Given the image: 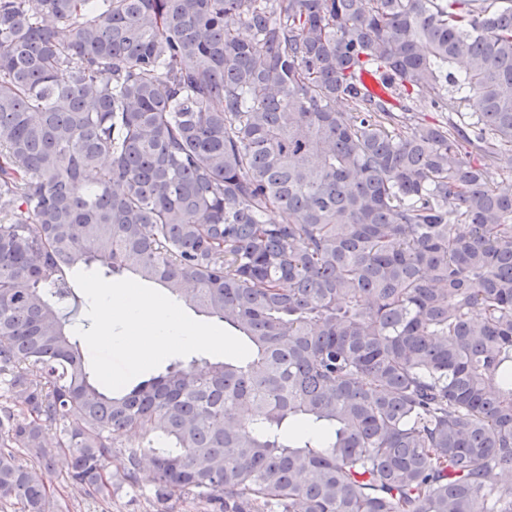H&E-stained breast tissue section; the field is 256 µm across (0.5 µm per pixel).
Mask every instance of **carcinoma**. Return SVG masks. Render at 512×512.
<instances>
[{
    "instance_id": "carcinoma-1",
    "label": "carcinoma",
    "mask_w": 512,
    "mask_h": 512,
    "mask_svg": "<svg viewBox=\"0 0 512 512\" xmlns=\"http://www.w3.org/2000/svg\"><path fill=\"white\" fill-rule=\"evenodd\" d=\"M502 156L512 0H0V512H512ZM78 263L250 355L101 391ZM80 271H85V272L96 271L103 278H105L106 280H109V281H116V280H121V279L129 278V277L122 276V275H113L112 276V274L105 275L104 270L96 267L95 265H92L91 267L82 266L79 270L74 271L70 274V282H71L72 288H74L75 295L78 297L77 299H78L80 308H79L78 314L74 317L73 323L68 326V329L73 336H75L76 338H78L80 340L82 346H84V345L86 346L85 352L87 354V359L91 366V355H90L89 348L86 345L85 341L79 335H77L75 333L76 328L82 327L84 330H88V329H90V327L92 325V323H91V325L89 327H84V322L82 321L83 319H87V310H88L89 302H88L87 297L80 290V288L78 287V285L74 279V275ZM144 460L139 474V482L134 486H124L112 499L93 500L83 491L66 480L67 464L63 457H58L55 472L52 475L54 486L68 497L75 506V512H164L152 497L153 482L151 469L143 471Z\"/></svg>"
}]
</instances>
